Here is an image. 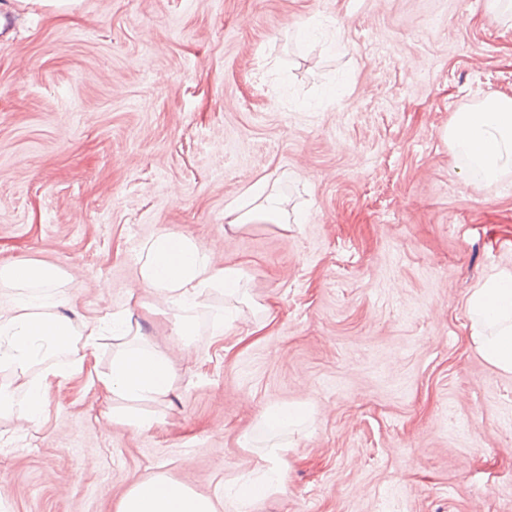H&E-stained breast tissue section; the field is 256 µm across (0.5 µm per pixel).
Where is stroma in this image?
Here are the masks:
<instances>
[{"label":"stroma","mask_w":512,"mask_h":512,"mask_svg":"<svg viewBox=\"0 0 512 512\" xmlns=\"http://www.w3.org/2000/svg\"><path fill=\"white\" fill-rule=\"evenodd\" d=\"M489 2L0 0V266H58L77 322L130 308L174 373L134 405L146 431L90 383L109 344L38 428L0 416V512H115L158 474L237 512L257 422L289 404L309 413L279 437L284 482L246 512H512V373L466 310L512 273V171L448 142L456 112L512 96V0ZM263 177L299 223L228 229ZM163 230L247 284L205 296L187 346L137 281Z\"/></svg>","instance_id":"1"}]
</instances>
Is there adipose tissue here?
<instances>
[{
    "instance_id": "ef3b65f1",
    "label": "adipose tissue",
    "mask_w": 512,
    "mask_h": 512,
    "mask_svg": "<svg viewBox=\"0 0 512 512\" xmlns=\"http://www.w3.org/2000/svg\"><path fill=\"white\" fill-rule=\"evenodd\" d=\"M454 148L469 151L485 179H497L512 168V97L494 95L456 113L448 129ZM226 224L238 227L264 222L284 225V200L267 179H260L224 210ZM138 274L147 289L175 309L173 330L182 342L197 332L192 316L203 296L219 291L239 293V268L218 267L207 250L192 238L162 231L143 242ZM62 270L24 261L0 267V372L18 382L16 391L0 395V410L15 412L17 420L37 426L45 393L53 381L70 379L83 370L101 340L112 337L119 349L98 386L110 400L141 401L168 394L173 385L170 360L140 344L142 326L127 310L75 324L56 310L50 298L65 285ZM471 338L497 368L512 372V276L495 274L468 299ZM116 512H217L214 502L189 487L154 475L134 482Z\"/></svg>"
}]
</instances>
